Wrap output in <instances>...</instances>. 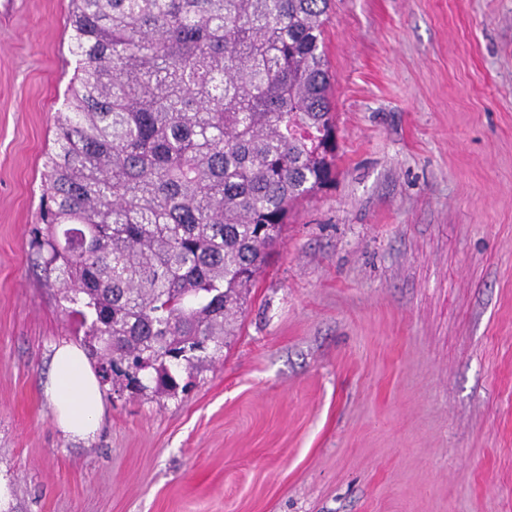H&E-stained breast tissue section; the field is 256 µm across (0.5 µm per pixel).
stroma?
<instances>
[{
  "instance_id": "1",
  "label": "stroma",
  "mask_w": 512,
  "mask_h": 512,
  "mask_svg": "<svg viewBox=\"0 0 512 512\" xmlns=\"http://www.w3.org/2000/svg\"><path fill=\"white\" fill-rule=\"evenodd\" d=\"M70 0H0V512H512V0H330L335 180L187 392H46L80 344L30 245ZM60 429L72 437L89 438L99 427L103 398L99 381L83 349L60 346L53 358V372L46 388Z\"/></svg>"
}]
</instances>
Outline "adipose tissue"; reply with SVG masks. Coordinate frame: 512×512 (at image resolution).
Wrapping results in <instances>:
<instances>
[{"label": "adipose tissue", "instance_id": "adipose-tissue-1", "mask_svg": "<svg viewBox=\"0 0 512 512\" xmlns=\"http://www.w3.org/2000/svg\"><path fill=\"white\" fill-rule=\"evenodd\" d=\"M46 391L52 399L56 421L65 434L87 438L96 433L103 398L83 349L65 344L56 350Z\"/></svg>", "mask_w": 512, "mask_h": 512}]
</instances>
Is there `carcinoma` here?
Instances as JSON below:
<instances>
[{"label": "carcinoma", "instance_id": "1", "mask_svg": "<svg viewBox=\"0 0 512 512\" xmlns=\"http://www.w3.org/2000/svg\"><path fill=\"white\" fill-rule=\"evenodd\" d=\"M329 0H71L31 247L90 359L174 395L336 177Z\"/></svg>", "mask_w": 512, "mask_h": 512}]
</instances>
